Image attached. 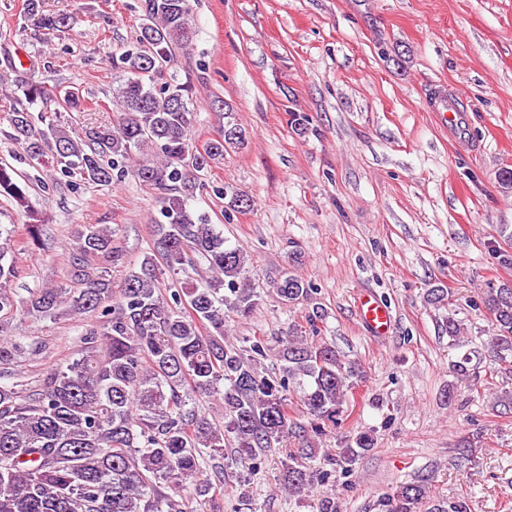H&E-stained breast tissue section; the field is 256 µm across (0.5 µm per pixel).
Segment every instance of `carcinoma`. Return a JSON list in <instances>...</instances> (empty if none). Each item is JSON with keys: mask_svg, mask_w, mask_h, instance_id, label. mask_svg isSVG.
Returning <instances> with one entry per match:
<instances>
[{"mask_svg": "<svg viewBox=\"0 0 512 512\" xmlns=\"http://www.w3.org/2000/svg\"><path fill=\"white\" fill-rule=\"evenodd\" d=\"M39 8L31 0L30 15L41 28L64 23ZM142 9L146 22L138 47L121 56L130 77L112 91V125L72 136L52 122L45 129L35 126L21 108L10 118L13 139L30 159L49 153L62 172L88 183L109 186L130 175L163 191L161 213L168 223L157 225L158 255L172 273L202 261L207 277L165 296L156 260L146 256L115 297L105 271H89L85 258L101 253L115 265L124 255L112 247L111 228L86 227L72 253L81 288H44L25 309L34 318L63 309L98 311L100 321L82 337L81 357L50 370L38 389L22 394L0 386V512H194V502L207 512H224L217 485L238 460H251L254 471L266 453H279L284 489L301 498L376 446L374 435L361 430L346 447L327 454L332 469L307 465L318 439L336 428L362 371L332 345L310 340L304 326L292 325L274 346L261 338L241 347L224 344L228 320L248 317L260 294L249 283V256L227 247L214 225L189 211L188 199L204 187L200 172L244 145L246 132L229 110L224 135L198 150L187 90L164 79L174 49H186L194 37L190 0H144ZM24 94L32 102L54 95L68 112L80 107L74 89L30 82ZM217 193L227 214L251 207L247 195L228 185ZM0 196L20 205L26 200L6 164H0ZM12 252V230L0 225V313L15 307L7 291L17 276ZM276 291L283 302L295 304L313 288L286 270ZM484 306L493 318V350L504 373H512V284L488 289ZM18 350L0 336V366L14 364ZM271 352L277 366L264 370L262 361ZM192 394L217 402L224 421L190 404ZM226 448L235 449L228 462ZM205 466L211 475L186 490ZM379 506L382 512H467L461 502L431 498L419 482L399 486Z\"/></svg>", "mask_w": 512, "mask_h": 512, "instance_id": "cac0c4a2", "label": "carcinoma"}]
</instances>
